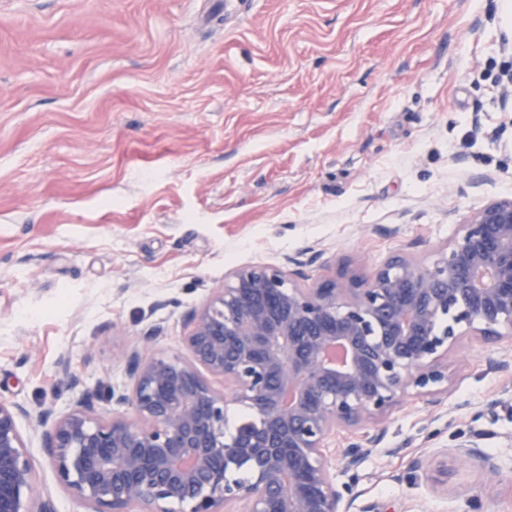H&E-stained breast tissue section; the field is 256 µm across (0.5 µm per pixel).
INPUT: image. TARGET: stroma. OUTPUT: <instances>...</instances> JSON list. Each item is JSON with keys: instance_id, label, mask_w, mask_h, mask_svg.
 Segmentation results:
<instances>
[{"instance_id": "obj_1", "label": "stroma", "mask_w": 512, "mask_h": 512, "mask_svg": "<svg viewBox=\"0 0 512 512\" xmlns=\"http://www.w3.org/2000/svg\"><path fill=\"white\" fill-rule=\"evenodd\" d=\"M506 0H0V399L26 406L40 494L59 483L40 408L129 385L123 352L183 353L184 315L234 268L308 246L364 268L431 259L512 198ZM160 325L153 344L142 331ZM463 337L436 404L410 399L355 469L357 505L475 506L413 461L469 436L512 472V377ZM67 362L80 381L59 374Z\"/></svg>"}]
</instances>
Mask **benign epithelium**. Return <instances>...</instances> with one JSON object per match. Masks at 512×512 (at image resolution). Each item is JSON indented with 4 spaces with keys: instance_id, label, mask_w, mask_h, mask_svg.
Masks as SVG:
<instances>
[{
    "instance_id": "benign-epithelium-1",
    "label": "benign epithelium",
    "mask_w": 512,
    "mask_h": 512,
    "mask_svg": "<svg viewBox=\"0 0 512 512\" xmlns=\"http://www.w3.org/2000/svg\"><path fill=\"white\" fill-rule=\"evenodd\" d=\"M323 256L308 247L283 264L235 268L186 315L187 356L130 350L129 385L84 393L61 416L40 410L69 495L87 512H351L352 487L333 462L344 473L360 465L381 438L368 425L448 386L462 337L512 349V199L474 209L427 263L400 252L367 274L308 282L305 268ZM100 399L112 417L96 411ZM231 404L251 416L230 431ZM26 415L0 400V512H56L35 487ZM479 440L414 468L436 492L448 489V464L477 462L493 501L501 465Z\"/></svg>"
}]
</instances>
